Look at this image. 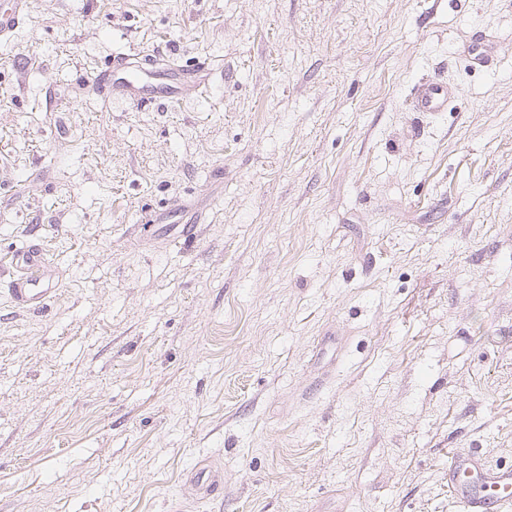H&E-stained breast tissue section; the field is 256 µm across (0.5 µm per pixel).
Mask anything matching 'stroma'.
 Instances as JSON below:
<instances>
[{
  "instance_id": "obj_1",
  "label": "stroma",
  "mask_w": 512,
  "mask_h": 512,
  "mask_svg": "<svg viewBox=\"0 0 512 512\" xmlns=\"http://www.w3.org/2000/svg\"><path fill=\"white\" fill-rule=\"evenodd\" d=\"M115 53L216 67L142 108L82 88ZM182 205L194 241L144 221ZM33 234L62 277L0 289V512H461L449 449L512 465V0H29L0 255ZM450 91L438 76L417 82L410 93L409 106L414 112H422L427 118H437L448 110ZM189 481L204 489L206 495H218L222 488L218 479L211 473V471L202 466H196L189 473Z\"/></svg>"
}]
</instances>
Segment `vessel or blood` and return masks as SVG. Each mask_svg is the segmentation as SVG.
<instances>
[{"instance_id": "1", "label": "vessel or blood", "mask_w": 512, "mask_h": 512, "mask_svg": "<svg viewBox=\"0 0 512 512\" xmlns=\"http://www.w3.org/2000/svg\"><path fill=\"white\" fill-rule=\"evenodd\" d=\"M28 0H11L0 12V40L11 37L27 18ZM213 64L206 59L192 66L159 68L156 58L140 60L127 54L113 55L105 68L92 79L97 92L105 97L121 98L142 107L168 105L187 96H198L208 89ZM450 91L440 77L417 82L410 93L413 111L428 118L442 116L448 110ZM148 223L173 227L177 238L191 241L198 236L200 217L180 209L148 216ZM6 283L12 303L27 309L46 303L56 291L55 267L40 240L32 239L10 257L0 261V283ZM192 484L216 495L221 484L211 471L196 466L189 473ZM448 491L462 512H512V466L490 467L477 454L450 451L448 454Z\"/></svg>"}]
</instances>
